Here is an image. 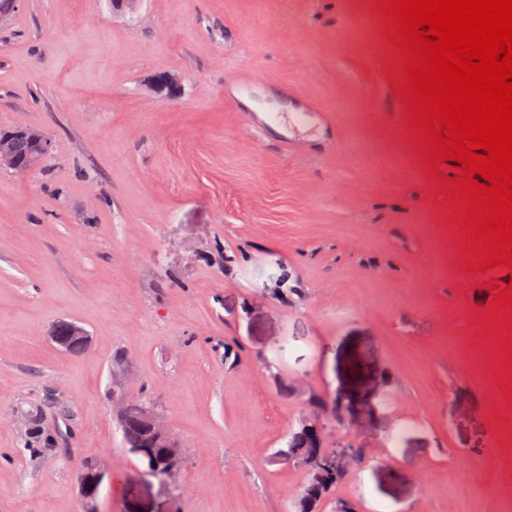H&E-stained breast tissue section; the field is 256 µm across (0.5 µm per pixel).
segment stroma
Listing matches in <instances>:
<instances>
[{"instance_id": "35a3bbf8", "label": "stroma", "mask_w": 512, "mask_h": 512, "mask_svg": "<svg viewBox=\"0 0 512 512\" xmlns=\"http://www.w3.org/2000/svg\"><path fill=\"white\" fill-rule=\"evenodd\" d=\"M371 5L16 0L0 20V129L53 142L0 170V512H83L86 459L96 512H287L306 477L274 454L313 397L340 411L327 447L371 453L320 512H502L512 373L478 323L512 275L462 274L436 180L385 165L421 157ZM259 104L305 118L242 133ZM61 319L82 354L50 342ZM116 387L166 419L173 476L124 443ZM77 325L76 323L72 321L67 320H61L58 321L57 326V339L60 344L64 345L66 347L65 352L71 354V355H78L81 354L86 350V346L80 344L76 340H74L71 336L73 335V327ZM74 333L79 336H74L78 338L82 343L89 344L90 343V336L88 333L81 327L75 326L74 327ZM104 476V471L96 462L89 461L81 467L78 473V487L86 512L96 511L94 503L97 500Z\"/></svg>"}]
</instances>
